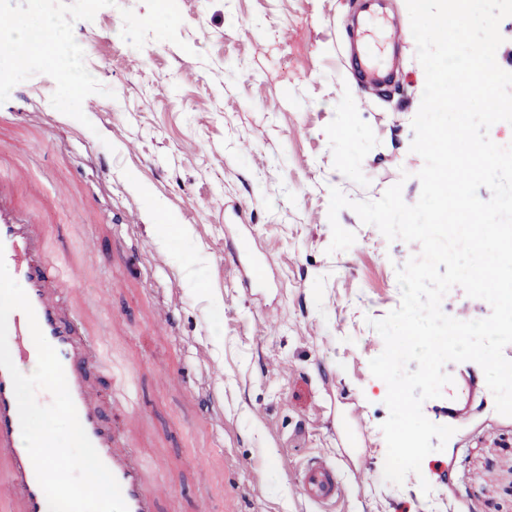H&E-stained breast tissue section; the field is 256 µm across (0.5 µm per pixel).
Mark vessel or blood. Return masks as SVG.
<instances>
[{"mask_svg":"<svg viewBox=\"0 0 512 512\" xmlns=\"http://www.w3.org/2000/svg\"><path fill=\"white\" fill-rule=\"evenodd\" d=\"M354 68L366 87L384 81L383 70L372 52L358 56ZM0 257L10 275L25 290L46 340L56 350L79 420L104 464L117 479L128 512H159L155 475L149 462L134 448L122 424L140 412L133 370L113 365L106 340L89 329L79 315L77 294L79 270L66 253L52 254L47 225L27 201L17 173L0 167ZM230 269L248 282L261 283L266 266L256 258L249 237H241L225 254ZM8 345L16 367L38 359L26 315L13 311L8 318ZM93 365L108 378L107 394H100L89 382L86 365ZM456 395L448 399L446 422L455 426L463 408L460 396L476 381L464 371ZM111 402L112 419H105L103 404ZM17 401L10 374L0 368V512H49L32 461L22 446ZM306 497L323 504L336 503L342 480L327 462L311 460L302 472Z\"/></svg>","mask_w":512,"mask_h":512,"instance_id":"b4317fda","label":"vessel or blood"}]
</instances>
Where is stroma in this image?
<instances>
[{
    "mask_svg": "<svg viewBox=\"0 0 512 512\" xmlns=\"http://www.w3.org/2000/svg\"><path fill=\"white\" fill-rule=\"evenodd\" d=\"M357 0H0L25 27L60 26L48 55L0 49V155L20 159L46 206L63 194L53 251L80 258L81 313L134 368L143 416L129 424L163 512H512V417L482 369L479 403L444 450L402 485L382 479L386 384L373 321L401 302L396 269L420 246L387 240L349 208L351 248L329 253V190L375 200L401 184L415 204L412 120L425 85L405 0L397 77L375 94L348 64ZM154 18L131 35L121 22ZM82 92L63 90L58 67ZM169 222L155 235L157 217ZM264 287L226 267L241 234ZM98 240L97 254L84 242ZM167 310L175 329L158 325ZM209 391L210 412L194 393ZM314 457L348 486L311 502ZM428 482L430 493L420 484Z\"/></svg>",
    "mask_w": 512,
    "mask_h": 512,
    "instance_id": "35a3bbf8",
    "label": "stroma"
}]
</instances>
